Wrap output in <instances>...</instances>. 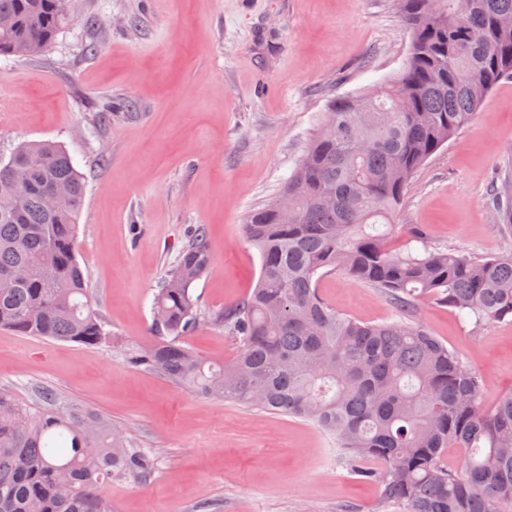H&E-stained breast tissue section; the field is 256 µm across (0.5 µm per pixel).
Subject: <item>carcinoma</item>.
Returning a JSON list of instances; mask_svg holds the SVG:
<instances>
[{
  "instance_id": "1",
  "label": "carcinoma",
  "mask_w": 512,
  "mask_h": 512,
  "mask_svg": "<svg viewBox=\"0 0 512 512\" xmlns=\"http://www.w3.org/2000/svg\"><path fill=\"white\" fill-rule=\"evenodd\" d=\"M70 0H0V55H39L71 20ZM407 61L386 83L336 98L275 198L244 225L261 258L256 288L216 322L235 355L209 361L184 345L200 324L192 288L210 268L196 226L155 294L152 341L131 357L198 395L314 423L382 502L405 512L512 507V393L486 404L479 373L416 319L432 300L478 329L512 321V255L429 249L427 230L396 218L418 169L512 79V0H398ZM53 191L66 195L55 209ZM83 175L53 141L0 158V327L102 345L110 331L77 259ZM377 288L399 318L368 324L333 307L320 280ZM459 452L448 464V449ZM148 455L91 411L49 392L26 404L0 389V512H110L115 475L146 477Z\"/></svg>"
}]
</instances>
